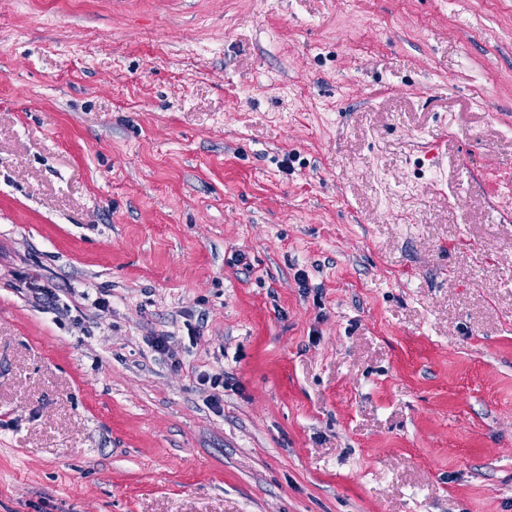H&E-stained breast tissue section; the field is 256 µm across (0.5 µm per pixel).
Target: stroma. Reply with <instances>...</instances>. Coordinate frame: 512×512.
Returning a JSON list of instances; mask_svg holds the SVG:
<instances>
[{"label":"stroma","mask_w":512,"mask_h":512,"mask_svg":"<svg viewBox=\"0 0 512 512\" xmlns=\"http://www.w3.org/2000/svg\"><path fill=\"white\" fill-rule=\"evenodd\" d=\"M0 512H512V0H0Z\"/></svg>","instance_id":"1"}]
</instances>
